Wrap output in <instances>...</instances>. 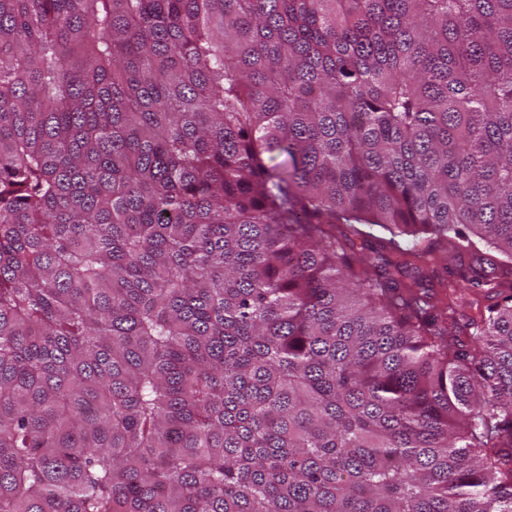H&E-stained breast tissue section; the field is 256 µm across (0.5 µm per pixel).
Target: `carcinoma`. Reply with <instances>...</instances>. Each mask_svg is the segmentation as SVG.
Here are the masks:
<instances>
[{"instance_id": "carcinoma-1", "label": "carcinoma", "mask_w": 512, "mask_h": 512, "mask_svg": "<svg viewBox=\"0 0 512 512\" xmlns=\"http://www.w3.org/2000/svg\"><path fill=\"white\" fill-rule=\"evenodd\" d=\"M511 276L512 0H0V512H512Z\"/></svg>"}]
</instances>
